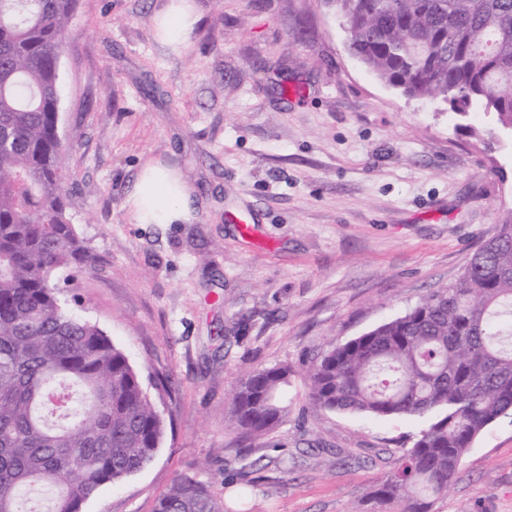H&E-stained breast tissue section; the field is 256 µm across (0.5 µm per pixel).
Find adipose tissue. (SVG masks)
Here are the masks:
<instances>
[{
    "mask_svg": "<svg viewBox=\"0 0 512 512\" xmlns=\"http://www.w3.org/2000/svg\"><path fill=\"white\" fill-rule=\"evenodd\" d=\"M197 22L190 0H168L155 15V34L176 46L188 40ZM127 203L138 224H180L190 217L189 193L180 174L160 164L143 165Z\"/></svg>",
    "mask_w": 512,
    "mask_h": 512,
    "instance_id": "obj_1",
    "label": "adipose tissue"
}]
</instances>
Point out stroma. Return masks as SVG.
Here are the masks:
<instances>
[{
	"label": "stroma",
	"mask_w": 512,
	"mask_h": 512,
	"mask_svg": "<svg viewBox=\"0 0 512 512\" xmlns=\"http://www.w3.org/2000/svg\"><path fill=\"white\" fill-rule=\"evenodd\" d=\"M165 0H78L60 66L67 214L96 265L70 293L139 370L169 375L153 461L82 512H153L187 474L226 512H398L370 493L428 418L316 407L318 354L454 284L512 216V142L481 112L412 100L347 49L324 0H193L186 48L158 42ZM176 168L184 224L125 207L143 164ZM251 213L242 238L227 212ZM291 369L288 412L241 441L247 375ZM430 512H512V415L490 424Z\"/></svg>",
	"instance_id": "35a3bbf8"
}]
</instances>
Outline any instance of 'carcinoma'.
I'll return each instance as SVG.
<instances>
[{"instance_id": "cac0c4a2", "label": "carcinoma", "mask_w": 512, "mask_h": 512, "mask_svg": "<svg viewBox=\"0 0 512 512\" xmlns=\"http://www.w3.org/2000/svg\"><path fill=\"white\" fill-rule=\"evenodd\" d=\"M78 0H0V512L48 484L47 512H81L100 487L154 458L166 420L124 351L61 299L62 269L95 263L70 224L57 136L59 62ZM349 47L409 98L492 117L512 137V0H337ZM291 370L255 372L228 426L243 440L287 412ZM315 406L437 418L374 492L429 512L476 437L512 412V219L471 256L459 282L322 354ZM154 512H223L179 477Z\"/></svg>"}]
</instances>
